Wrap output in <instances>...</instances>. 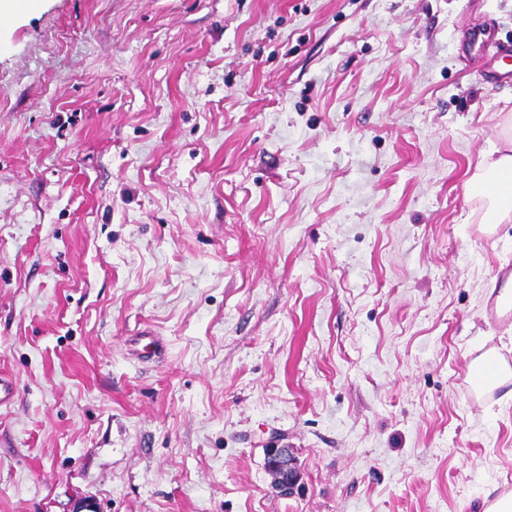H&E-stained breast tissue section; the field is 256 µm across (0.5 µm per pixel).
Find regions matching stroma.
Listing matches in <instances>:
<instances>
[{"instance_id": "stroma-1", "label": "stroma", "mask_w": 512, "mask_h": 512, "mask_svg": "<svg viewBox=\"0 0 512 512\" xmlns=\"http://www.w3.org/2000/svg\"><path fill=\"white\" fill-rule=\"evenodd\" d=\"M512 0H33L0 26V512H483L512 492ZM162 349H142L143 331ZM300 473L278 494L271 442ZM470 43L477 51L489 57L488 70L481 76L484 82L497 84L512 78V70L502 65L505 60L511 58L512 47L501 42L494 29L477 27L470 35ZM490 177L495 180L493 195L488 197L482 193H475L473 188ZM477 188L480 192H485L487 184H480ZM465 190L469 198H479L486 202L487 210L492 212L491 223H510L512 221V152L501 153L495 159L492 154L490 159L479 167L478 172L466 182ZM498 288L489 296L486 304V313L490 319L503 326L512 323V295L504 288L512 285L511 265L496 270Z\"/></svg>"}]
</instances>
